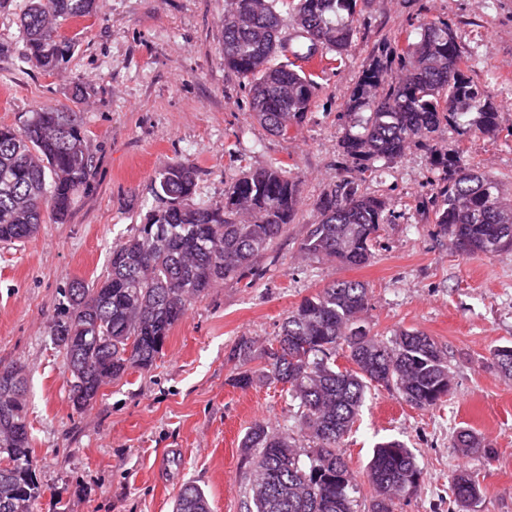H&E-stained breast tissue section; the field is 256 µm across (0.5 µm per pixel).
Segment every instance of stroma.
I'll use <instances>...</instances> for the list:
<instances>
[{
	"label": "stroma",
	"mask_w": 512,
	"mask_h": 512,
	"mask_svg": "<svg viewBox=\"0 0 512 512\" xmlns=\"http://www.w3.org/2000/svg\"><path fill=\"white\" fill-rule=\"evenodd\" d=\"M359 31L343 59H320L318 84L303 127L285 139L248 108L245 81L224 67V0H96L94 17L67 21L76 38L66 68L48 75L22 60L20 12L0 11V123L22 127L44 106H70L89 135L93 166L66 223L43 224L26 241L0 243V368L21 365L32 426L36 474L43 488L34 512H172L180 487H201L211 512H246L249 470L241 441L261 421L292 426L281 385L232 384L229 355L241 337L271 340L288 311L335 281H359L371 301L374 334L424 332L443 350L452 390L442 405L420 410L374 386L339 449L355 472L358 512L373 491L366 467L377 442L398 439L422 470L416 491L394 512H448L449 479L469 470L483 494L474 512H512V377L492 352L512 345V252L487 258L455 252L416 210L436 175L426 148L389 160L364 187L393 212L370 262L349 267L308 261L299 246L316 219L315 201L345 175L339 144L351 89L379 47L417 33L426 20H452L474 56L472 75L496 95L502 128L512 129V0H358ZM84 95L73 102L72 88ZM434 144L512 183V136L463 137L443 128ZM187 160L198 168L195 201L213 205L242 171L284 163L301 180L293 222L258 261L252 286L225 281L209 289L172 329L147 371L131 370L76 413L53 324L74 280L104 272L113 242L132 234L153 200L151 178ZM486 451L462 454L460 429Z\"/></svg>",
	"instance_id": "stroma-1"
}]
</instances>
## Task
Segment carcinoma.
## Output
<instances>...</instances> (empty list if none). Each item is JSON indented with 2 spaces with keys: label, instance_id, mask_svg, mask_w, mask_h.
I'll return each instance as SVG.
<instances>
[{
  "label": "carcinoma",
  "instance_id": "obj_1",
  "mask_svg": "<svg viewBox=\"0 0 512 512\" xmlns=\"http://www.w3.org/2000/svg\"><path fill=\"white\" fill-rule=\"evenodd\" d=\"M357 3L225 0L224 66L247 81L249 108L269 131L282 137L298 132L315 92L312 75L280 60L287 45L282 10L292 12L303 39L295 57L337 58L357 35ZM94 13L95 0H25L24 58L45 74L61 71L76 46L62 34L61 22ZM470 60L443 18L423 22L416 38L379 49L351 90L345 116L352 130L340 142L342 156L375 173L376 161L401 156L443 127L497 137V102L474 81ZM92 163L86 129L66 106L39 109L21 129L0 124V242L32 238L48 216L64 223ZM430 164L442 177L420 206L432 215L437 234L466 256L511 251L512 190L459 154L433 152ZM196 190L193 163L160 170L150 185L155 205L136 233L112 244L102 276L75 280L67 289L68 306L53 336L64 351L75 412L92 406L103 386L129 370L150 368L174 325L209 288L255 276L257 259L293 223L301 203L299 180L279 164L234 176L219 204H195ZM314 208L317 219L299 246L302 257L349 266L370 261L381 226L390 221L382 198L346 177ZM368 309L363 283L335 282L293 306L272 341L242 338L232 349L235 386L280 383L295 408L293 431L257 422L241 441L251 472L246 512H356V478L337 448L367 389L392 386L418 409L448 397V366L436 342L408 329L385 342L371 333ZM340 349L348 368L336 364ZM493 360L512 377V346L495 349ZM25 391H0V512H32L42 493ZM298 434L308 446L297 443ZM454 442L464 452L482 447L469 429L458 431ZM421 476L403 442L378 443L368 464L371 512H393L394 500L417 490ZM450 489L460 512L482 496L465 470L451 475ZM173 512H211L205 491L183 485Z\"/></svg>",
  "mask_w": 512,
  "mask_h": 512
}]
</instances>
